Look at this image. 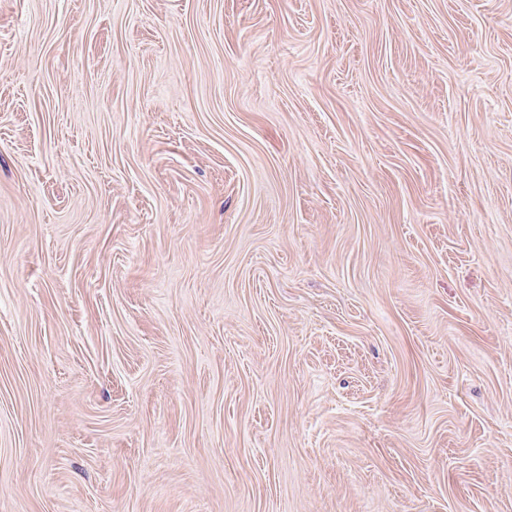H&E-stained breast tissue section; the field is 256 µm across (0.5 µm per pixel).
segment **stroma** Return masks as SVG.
Instances as JSON below:
<instances>
[{
	"label": "stroma",
	"instance_id": "obj_1",
	"mask_svg": "<svg viewBox=\"0 0 512 512\" xmlns=\"http://www.w3.org/2000/svg\"><path fill=\"white\" fill-rule=\"evenodd\" d=\"M0 512H512V0H0Z\"/></svg>",
	"mask_w": 512,
	"mask_h": 512
}]
</instances>
